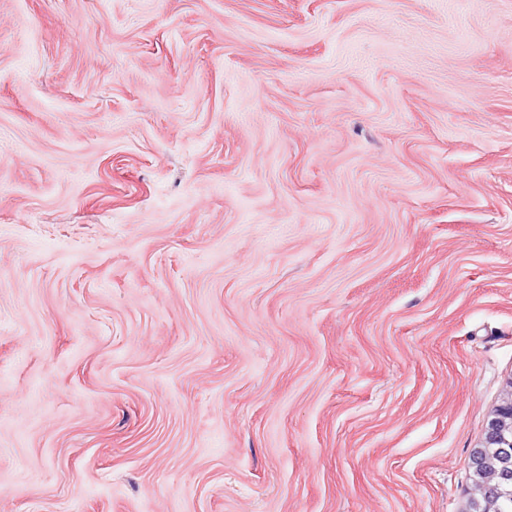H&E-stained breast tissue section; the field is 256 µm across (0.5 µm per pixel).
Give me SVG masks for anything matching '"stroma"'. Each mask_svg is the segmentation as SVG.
Returning a JSON list of instances; mask_svg holds the SVG:
<instances>
[{"instance_id": "35a3bbf8", "label": "stroma", "mask_w": 512, "mask_h": 512, "mask_svg": "<svg viewBox=\"0 0 512 512\" xmlns=\"http://www.w3.org/2000/svg\"><path fill=\"white\" fill-rule=\"evenodd\" d=\"M512 396V0H0V512H470ZM512 397L497 406L490 419L484 440L472 453V466L476 475H482L489 463V459L498 455L510 465L506 476L510 478L512 466Z\"/></svg>"}]
</instances>
